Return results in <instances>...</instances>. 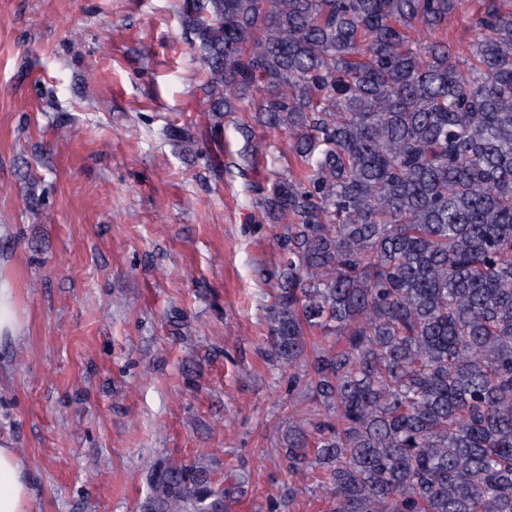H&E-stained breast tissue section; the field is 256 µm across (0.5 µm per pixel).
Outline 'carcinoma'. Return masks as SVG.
<instances>
[{"instance_id": "1", "label": "carcinoma", "mask_w": 512, "mask_h": 512, "mask_svg": "<svg viewBox=\"0 0 512 512\" xmlns=\"http://www.w3.org/2000/svg\"><path fill=\"white\" fill-rule=\"evenodd\" d=\"M454 0H193L208 111L259 95L298 177L262 209L281 258L269 355L315 409L288 470L332 512H512V12L488 0L465 62L435 31ZM319 330L335 341L310 340ZM183 461L149 512H224Z\"/></svg>"}]
</instances>
